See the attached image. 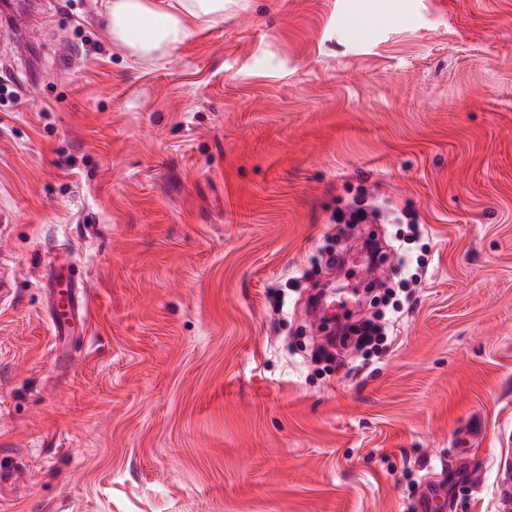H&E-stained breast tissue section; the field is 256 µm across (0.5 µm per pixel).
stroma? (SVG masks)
Masks as SVG:
<instances>
[{"label": "stroma", "instance_id": "obj_1", "mask_svg": "<svg viewBox=\"0 0 512 512\" xmlns=\"http://www.w3.org/2000/svg\"><path fill=\"white\" fill-rule=\"evenodd\" d=\"M104 0H0V512H497L512 466V0H226L131 64ZM401 325L314 361L336 211ZM90 295L50 334L51 244ZM367 211L361 208H354V210L349 211L348 213L340 216L341 212L336 214V224H344L345 231L348 238H358L360 237H373L377 240L383 241L381 236L377 234L376 236H371L370 231L366 233V230H369L375 224H379L381 221H376L372 224H349V218L353 219L354 217H365L367 215ZM496 500L498 510L510 512L512 510V472L500 471L496 483Z\"/></svg>", "mask_w": 512, "mask_h": 512}]
</instances>
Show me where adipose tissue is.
Returning a JSON list of instances; mask_svg holds the SVG:
<instances>
[{
	"mask_svg": "<svg viewBox=\"0 0 512 512\" xmlns=\"http://www.w3.org/2000/svg\"><path fill=\"white\" fill-rule=\"evenodd\" d=\"M223 13L224 0H106L104 16L112 42L137 63L175 49L192 25Z\"/></svg>",
	"mask_w": 512,
	"mask_h": 512,
	"instance_id": "ef3b65f1",
	"label": "adipose tissue"
}]
</instances>
